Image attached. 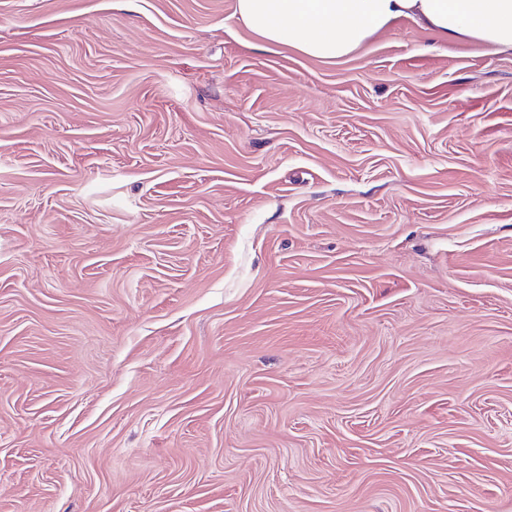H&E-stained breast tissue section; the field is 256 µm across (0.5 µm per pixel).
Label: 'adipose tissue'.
Listing matches in <instances>:
<instances>
[{
    "instance_id": "1",
    "label": "adipose tissue",
    "mask_w": 512,
    "mask_h": 512,
    "mask_svg": "<svg viewBox=\"0 0 512 512\" xmlns=\"http://www.w3.org/2000/svg\"><path fill=\"white\" fill-rule=\"evenodd\" d=\"M236 9L270 44L324 61L349 55L399 18L442 40L512 50V0H236Z\"/></svg>"
}]
</instances>
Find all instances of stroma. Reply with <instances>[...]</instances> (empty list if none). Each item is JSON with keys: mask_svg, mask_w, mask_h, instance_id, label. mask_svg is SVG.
Instances as JSON below:
<instances>
[{"mask_svg": "<svg viewBox=\"0 0 512 512\" xmlns=\"http://www.w3.org/2000/svg\"><path fill=\"white\" fill-rule=\"evenodd\" d=\"M0 512H512V52L0 0Z\"/></svg>", "mask_w": 512, "mask_h": 512, "instance_id": "stroma-1", "label": "stroma"}]
</instances>
